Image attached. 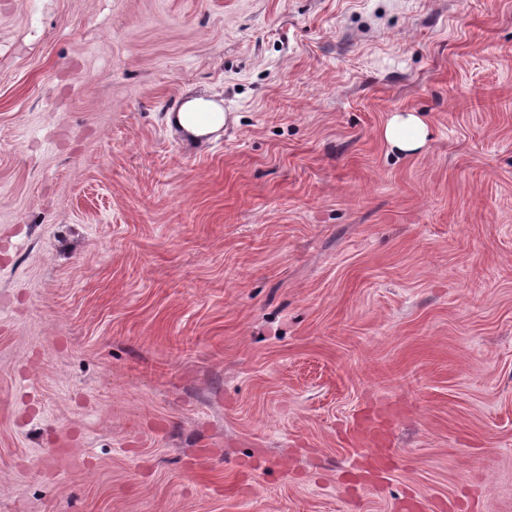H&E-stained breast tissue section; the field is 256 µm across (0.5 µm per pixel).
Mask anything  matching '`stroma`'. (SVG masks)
Here are the masks:
<instances>
[{
    "instance_id": "35a3bbf8",
    "label": "stroma",
    "mask_w": 512,
    "mask_h": 512,
    "mask_svg": "<svg viewBox=\"0 0 512 512\" xmlns=\"http://www.w3.org/2000/svg\"><path fill=\"white\" fill-rule=\"evenodd\" d=\"M410 498L512 512V0H0V512ZM170 120L195 140H210L231 120L218 102L205 97H192L185 100ZM384 136L393 149L400 153H413L425 142L427 129L413 112L395 114L387 124Z\"/></svg>"
}]
</instances>
